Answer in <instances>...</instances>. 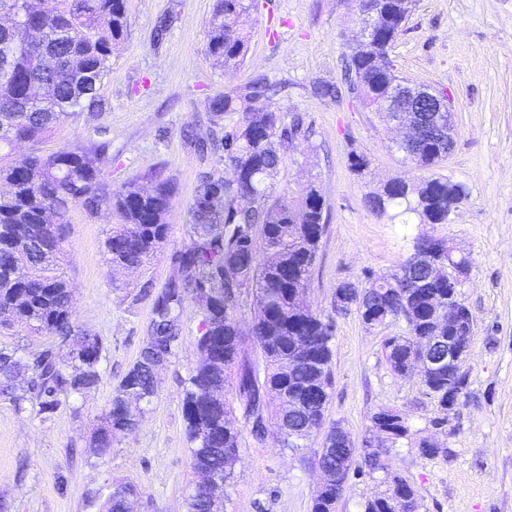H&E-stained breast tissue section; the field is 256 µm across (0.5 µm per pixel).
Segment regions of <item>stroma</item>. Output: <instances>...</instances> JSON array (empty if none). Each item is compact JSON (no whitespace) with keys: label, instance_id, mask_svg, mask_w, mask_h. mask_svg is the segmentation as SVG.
<instances>
[{"label":"stroma","instance_id":"obj_1","mask_svg":"<svg viewBox=\"0 0 512 512\" xmlns=\"http://www.w3.org/2000/svg\"><path fill=\"white\" fill-rule=\"evenodd\" d=\"M215 5L127 0L129 35L101 88L106 110L80 113L39 145L49 155L66 145L109 143L106 181L117 187L160 169L173 178L176 194L167 239L137 272L112 269L106 259L115 215L71 208L60 263L78 332L103 345L101 380L51 414L34 402L21 412L0 398V512H100L118 480L138 490L133 512H187L196 476L182 382L199 360L193 306L183 312L180 347L159 369L157 394L138 425L113 433L103 459L94 436L138 357L154 302L175 272L172 258L190 241L197 180L224 166L217 155H199L189 137L211 129L213 98L242 93L258 79L278 87L277 105L311 130L283 150L277 190L311 182L325 200L327 227L307 302L334 323L326 423H340L359 444L374 411L399 409L449 449L447 459L435 461L404 444L390 452L393 470L415 484L420 512H512V0H416L393 45L400 77L448 95L454 149L434 173L467 191L447 223L408 225L390 223L366 205L370 191L407 166L390 151L381 116L367 111L344 80L342 57L358 26L354 0H254L246 60L232 72L206 53ZM323 84L336 86V96L319 95ZM354 154L367 159L364 173L351 168ZM422 235L448 239L471 259L461 288L475 322L468 387L443 433L429 426L436 408L418 376L395 374L383 355L384 337L404 332V322L370 329L356 311L334 308L338 284L364 282L369 271L396 272ZM322 441L315 435L294 452L279 446L276 432L261 444L243 435L224 512H311L319 481L311 460Z\"/></svg>","mask_w":512,"mask_h":512}]
</instances>
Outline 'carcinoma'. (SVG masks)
Returning a JSON list of instances; mask_svg holds the SVG:
<instances>
[{
    "mask_svg": "<svg viewBox=\"0 0 512 512\" xmlns=\"http://www.w3.org/2000/svg\"><path fill=\"white\" fill-rule=\"evenodd\" d=\"M385 15L377 43L347 63L353 87L363 103L381 112L388 103L415 113L417 134L399 149L418 171L438 163L441 140L430 126L442 99H395L400 80L389 56L403 28L404 10L397 0H374ZM248 0H218L208 23L209 55L224 69L243 64L249 34L243 26ZM128 37L125 0H0V331L25 328L45 332L68 347L61 359L52 349L25 359L18 350L0 348V396L25 410L31 398L43 413L55 410L70 396L97 386L103 346L98 337L76 335L71 288L58 265L72 205L95 212L105 205L118 217L106 240L107 262L113 267L139 269L167 236L166 217L174 194L173 182L154 173L151 189L137 182L117 188L103 177L112 166L105 143L67 145L53 154L35 146L86 109L101 112L97 92L111 67L112 53ZM211 122L220 126L224 114L236 112L234 128L220 136L198 139L202 151L224 154L232 176L214 169L200 175L191 207L190 243L174 256L176 274L154 304V317L139 355L123 377L96 436L97 456L112 448V433L130 431L132 404H149L156 395L155 364L170 360L180 344V322L186 301L197 308L200 361L182 390L186 434L192 468L204 469L226 485L234 477L243 428L257 442L265 431L251 422L256 406L275 423L286 420L293 430L280 437L283 448L297 450L323 426L330 399L333 338L330 319L297 305L307 290L320 240L325 231L324 198L312 183L296 199L274 196L280 150L308 133L300 119L285 122L281 108L254 84L246 93L211 101ZM27 142L33 149L13 155ZM464 187L448 179L400 176L366 196L367 207L402 224L448 223V199L462 200ZM369 286L350 289L362 322L374 329L400 320L406 332L385 338L383 350L390 369L404 374L421 349V338L433 333L434 314L448 306V256L432 255L418 262L407 257L388 276L366 274ZM252 290V336L260 360L248 357L244 334L238 329L239 287ZM236 379H231L232 369ZM437 405L448 413V385L464 392L468 372L451 365L422 381ZM235 388L244 426L230 418L232 405L224 389ZM299 394L301 417H289L288 398ZM371 426L385 429L392 444L402 440L419 456L433 461L448 457L428 439L417 437L398 409L380 408ZM339 424L325 434L322 464L341 477L383 473L385 489L361 504L362 512H419L418 490L392 470L386 456L357 457L336 440ZM135 488L113 482L102 512H124L126 496ZM338 487L319 491L312 512H336Z\"/></svg>",
    "mask_w": 512,
    "mask_h": 512,
    "instance_id": "carcinoma-1",
    "label": "carcinoma"
}]
</instances>
